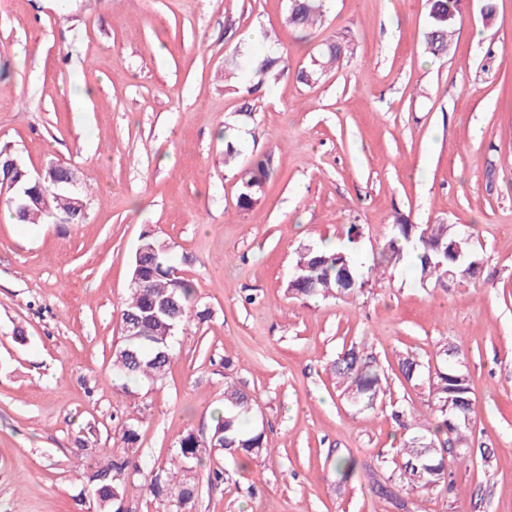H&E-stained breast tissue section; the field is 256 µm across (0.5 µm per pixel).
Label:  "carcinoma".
I'll return each mask as SVG.
<instances>
[{
	"label": "carcinoma",
	"instance_id": "obj_1",
	"mask_svg": "<svg viewBox=\"0 0 512 512\" xmlns=\"http://www.w3.org/2000/svg\"><path fill=\"white\" fill-rule=\"evenodd\" d=\"M428 21L424 31L427 53L443 57L448 53L456 26L461 18L462 0H428ZM325 0H288L285 23L297 33V39L309 40L310 30L322 19ZM352 38L345 34L320 44L310 56L309 66L296 74V80L309 85L324 72L339 68L341 60L353 54ZM288 73V53L261 48L245 53L234 51L224 59V76L237 80L248 77L246 93L251 94L272 80ZM269 160L258 158L253 168L240 177L237 206L252 208L260 199L263 183L269 173ZM24 162L8 147L0 148V176H11L19 181L22 195L5 204L18 224H37L49 214L35 203L43 194L59 196L58 204L70 215V223H80L86 210V193L82 184L67 189L69 171L59 169L41 185L21 179ZM358 226L353 224L347 233V242L329 250L325 246L304 245L299 248L294 274L287 291L295 299L317 296H347L360 292L368 284L372 269L362 271L353 260ZM138 246L144 256L132 258L131 276L138 285L128 289V297L119 312V323L130 318L140 321L144 335L134 339L122 338L112 354V368L122 386L142 382L154 383L166 374L171 362L168 352L177 331L185 323L204 322L210 317L208 309H200L195 302L196 289L192 280L176 274L178 267L172 261L173 246L150 230L139 237ZM478 255L469 248V237L455 234L446 224H412L397 217L381 251L382 262L410 265L420 283L431 279L440 281L453 273L462 283L476 274L472 261ZM436 364L428 370L410 358L398 362L403 378L411 382L424 380L428 385V408L431 418L419 423L409 421L407 410L391 413L400 429L408 433L395 455L402 463L392 475L394 485L422 496L439 488L452 493L456 484L451 465L457 454L470 456L472 396L469 375L457 346L444 343L435 353ZM341 387V394L350 405L360 411L375 410L384 396L385 374L376 358L353 344L342 352L332 366ZM254 411L253 398L236 383L224 384V412L214 418L208 438L201 439L188 431L177 442L174 456L147 467L130 465V461L115 456L107 463L92 467L83 474L84 487L97 502L100 512H123V501L128 487L139 476L149 479L152 494L162 498L179 486L177 508L191 512L194 488L187 483V475L203 470L210 482L230 478L224 468L214 466L213 457L224 456L237 468L245 469L268 449L264 433L256 428H245Z\"/></svg>",
	"mask_w": 512,
	"mask_h": 512
}]
</instances>
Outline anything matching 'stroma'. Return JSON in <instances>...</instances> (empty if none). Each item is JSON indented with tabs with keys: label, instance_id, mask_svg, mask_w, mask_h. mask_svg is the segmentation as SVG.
<instances>
[{
	"label": "stroma",
	"instance_id": "stroma-1",
	"mask_svg": "<svg viewBox=\"0 0 512 512\" xmlns=\"http://www.w3.org/2000/svg\"><path fill=\"white\" fill-rule=\"evenodd\" d=\"M287 0H0V147L28 168L58 162L86 184L80 224L0 218V512H88L78 472L121 454L164 461L185 432L208 437L226 376L251 392L269 456L213 485L194 474L192 512H512V0L484 23L468 0L447 56L422 52L426 0H328L312 39L352 34L348 62L305 86L249 95L224 57L254 30L287 51ZM255 108L247 120L240 110ZM242 152L224 159L223 124ZM270 156L260 201L236 206L239 172ZM471 232L474 279L420 283L380 266L396 216ZM378 265L362 293L305 302L286 291L296 251L343 243ZM175 246L206 322H189L165 377L112 380L139 236ZM459 346L475 444L455 492L377 494L402 431L429 415L426 384L398 361ZM372 352L389 389L375 411L342 398L331 365ZM341 458L355 461L347 475Z\"/></svg>",
	"mask_w": 512,
	"mask_h": 512
}]
</instances>
